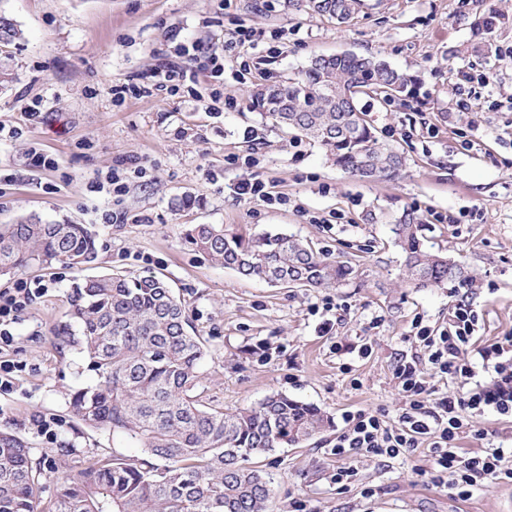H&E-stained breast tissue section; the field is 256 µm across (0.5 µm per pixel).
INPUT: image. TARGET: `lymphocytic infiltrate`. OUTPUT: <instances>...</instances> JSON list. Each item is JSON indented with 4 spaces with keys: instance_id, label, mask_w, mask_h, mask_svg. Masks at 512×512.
Masks as SVG:
<instances>
[{
    "instance_id": "1",
    "label": "lymphocytic infiltrate",
    "mask_w": 512,
    "mask_h": 512,
    "mask_svg": "<svg viewBox=\"0 0 512 512\" xmlns=\"http://www.w3.org/2000/svg\"><path fill=\"white\" fill-rule=\"evenodd\" d=\"M202 43L194 42L182 49V60L154 71L147 82L136 86V93L155 88L178 94L190 78V67L200 54ZM45 284L20 278L11 288L0 290V393L12 391L19 367L6 360L15 343L12 326L22 311L43 296ZM479 316L469 301L458 300L447 328L432 333L421 322H414L413 339L418 355L400 357L394 377L405 406L396 422L387 423L379 416L362 410L343 416L344 429L331 448L333 455L344 460L350 454L394 459L427 446L431 465L427 470L430 483L459 499H468L487 481L512 483V463L501 448L459 454L457 441L469 417L485 409L512 416V336L477 347L473 344ZM476 351L492 382L476 392L436 394L428 374L436 372L453 379L469 380L475 372L467 358Z\"/></svg>"
}]
</instances>
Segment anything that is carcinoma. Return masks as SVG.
I'll list each match as a JSON object with an SVG mask.
<instances>
[{"mask_svg": "<svg viewBox=\"0 0 512 512\" xmlns=\"http://www.w3.org/2000/svg\"><path fill=\"white\" fill-rule=\"evenodd\" d=\"M360 2L288 0V6L346 23ZM408 82L375 57H318L288 82L252 93L251 106L317 143L349 176L391 178L402 155L376 136L359 97L386 99ZM419 230L412 213L391 227L406 281L416 288H477L463 266L424 251ZM184 241L245 277L289 287H335L353 272L281 232L245 239L225 233L222 224H190ZM94 251L80 224L43 223L35 215L0 224V275L34 264L79 269ZM72 307L98 379L73 395L74 415L127 439L142 456H101L66 474L46 511L41 467L23 440L1 432L0 512H267L272 481L247 465L251 456L298 445L330 425L319 408L282 393L232 413L206 403L199 372L206 341L189 330L183 303L161 275L87 278L76 284ZM150 458L166 464L155 468Z\"/></svg>", "mask_w": 512, "mask_h": 512, "instance_id": "carcinoma-1", "label": "carcinoma"}]
</instances>
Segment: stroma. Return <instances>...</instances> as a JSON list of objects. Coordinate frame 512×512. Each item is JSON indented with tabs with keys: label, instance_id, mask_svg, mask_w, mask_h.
<instances>
[{
	"label": "stroma",
	"instance_id": "obj_1",
	"mask_svg": "<svg viewBox=\"0 0 512 512\" xmlns=\"http://www.w3.org/2000/svg\"><path fill=\"white\" fill-rule=\"evenodd\" d=\"M496 9L507 17L476 47L474 24ZM0 15L20 32L0 42L14 80L0 90V224L28 214L84 225L96 258L82 272L30 266L0 276L49 283L46 295L19 313L13 361L16 388L0 394V431L20 437L53 477L101 455H136L129 441L93 429L72 414L73 394L96 381L79 333L68 330L78 275L163 274L210 350L200 371L211 405L233 412L284 393L320 408L325 431L295 447L256 457L272 475V512H512V485L486 482L466 500L418 474L430 456L421 447L396 459L341 460L332 443L348 411L394 422L404 399L393 377L399 355L414 353L415 321L444 329L457 300L446 288H412L390 228L407 212L434 253L477 278L474 337L484 345L512 336V0H362L346 24L289 9L288 0H0ZM282 33V51L267 58L250 48L255 68L237 77L240 60L224 39L238 26ZM224 52V94L235 108L209 111L215 81L197 63L193 92L156 91L114 103L112 89L142 81L175 60L178 41ZM375 56L403 71L407 90L389 99L361 98L377 136L402 152L400 174L364 181L325 160L320 147L254 111L255 88L288 80L312 58ZM493 74L492 86L456 106L464 73ZM41 100L42 120L24 108ZM53 155L49 170L29 165L30 148ZM144 164L122 195L91 192L119 162ZM259 175L284 205L238 197L233 187ZM454 214V224L439 215ZM220 224L226 232L283 231L355 267L334 288H288L247 278L211 262L182 238L185 225ZM350 308L337 320V305ZM332 323L330 332L322 324ZM367 354H360V347ZM37 416L60 421L56 441L37 433ZM462 451L512 448V417H474L457 442ZM348 463L356 482L337 489Z\"/></svg>",
	"mask_w": 512,
	"mask_h": 512
}]
</instances>
